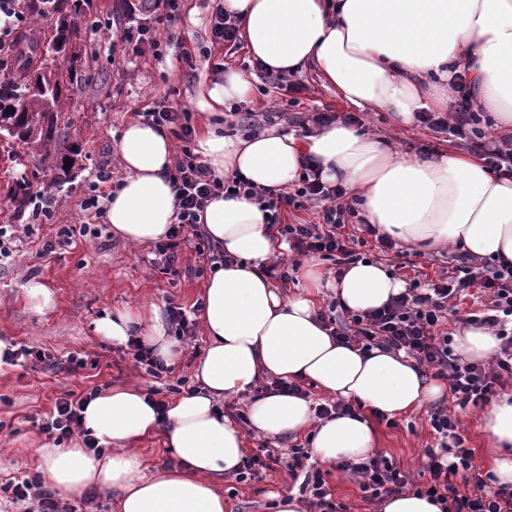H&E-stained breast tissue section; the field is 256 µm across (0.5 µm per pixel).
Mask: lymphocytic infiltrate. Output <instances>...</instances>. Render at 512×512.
I'll return each mask as SVG.
<instances>
[{
    "instance_id": "f902f5d3",
    "label": "lymphocytic infiltrate",
    "mask_w": 512,
    "mask_h": 512,
    "mask_svg": "<svg viewBox=\"0 0 512 512\" xmlns=\"http://www.w3.org/2000/svg\"><path fill=\"white\" fill-rule=\"evenodd\" d=\"M127 14L136 19L135 28L125 29L122 44L133 53L144 48L159 49L162 32L157 25L143 23V16L156 12L159 5L177 10L178 0H124ZM457 94L451 120H443L432 112L423 113L422 123L432 129L451 128L465 148L482 157L488 168L512 173V148L496 144L481 131L482 119L471 109V92L463 72L453 76ZM152 124L174 130L181 142L170 173L176 202L175 222L165 238L154 246L156 265L161 273L175 274L180 253L187 243H194L200 263L223 262L224 254L213 246L199 229V214L209 199L219 191H232L255 200L266 212L269 223L275 224L277 233L287 242L290 258H276L268 267L270 276L282 283L293 279L300 261L320 257L333 262L336 273L362 261L365 235L370 225H362L360 233L352 226L358 213L344 199L338 186L325 185L317 167L306 166L298 187L292 191L268 189L249 182L227 178L216 179L208 167L191 149L195 128L187 109L164 106L147 112ZM314 207L316 218L296 224H283L280 214L288 209ZM480 290L488 297V312L481 321L495 328L500 347L491 361L485 363L456 364L449 347L446 325L450 302L460 297L467 288ZM512 316V265H480L474 260L461 259L459 265L444 271L432 288L411 286L408 291L392 299L381 309L350 316H334L330 322L338 338L361 344L405 351L420 365L435 369L447 381L452 408L436 406L429 415V425L440 438V450H427L426 468L430 479L423 487H416L409 472L387 459L373 458L362 463H343V470L358 475L363 492L372 498L416 489L420 494L442 501L445 512H512V488L488 491L484 479L473 472V449L467 448L458 433V411L470 406H483L499 396L507 382L512 381V333L501 330L503 317ZM85 396L71 393L57 398L52 413L41 423L42 432L64 443L74 435H81L83 445L93 454H101L97 438L82 428L81 409ZM309 453L301 447L291 448L287 456L272 448L246 456L242 468L236 473L237 482L261 479L267 470L286 465L293 478L299 479L303 492L308 493L317 512H347L344 504L334 503L320 470L308 464ZM460 476L461 486H454L452 476ZM14 503L23 505L24 512H75L73 506L62 502L34 479L8 484Z\"/></svg>"
}]
</instances>
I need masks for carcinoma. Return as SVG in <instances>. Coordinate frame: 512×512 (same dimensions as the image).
<instances>
[{
  "instance_id": "1",
  "label": "carcinoma",
  "mask_w": 512,
  "mask_h": 512,
  "mask_svg": "<svg viewBox=\"0 0 512 512\" xmlns=\"http://www.w3.org/2000/svg\"><path fill=\"white\" fill-rule=\"evenodd\" d=\"M92 0H26V9L51 21L40 34L16 43L9 82L0 89V161L19 162L21 146L67 180L71 152L54 143L70 84L81 76V22L91 16Z\"/></svg>"
}]
</instances>
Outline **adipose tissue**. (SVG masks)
<instances>
[{"label": "adipose tissue", "mask_w": 512, "mask_h": 512, "mask_svg": "<svg viewBox=\"0 0 512 512\" xmlns=\"http://www.w3.org/2000/svg\"><path fill=\"white\" fill-rule=\"evenodd\" d=\"M237 16L252 58L272 75L311 67L360 110L390 112L396 126L418 113L448 109L452 68L465 71L474 109L488 113L494 132L512 134V0H223ZM250 80L230 70L201 97L217 113L248 99ZM195 151L216 178L239 177L271 189L293 185L306 158L328 184H341L366 223L424 251L451 249L512 264V174L461 153L420 159L391 149L383 138L337 121L313 135L270 128L253 138L205 131ZM124 175L107 199L114 236L136 246L163 239L175 220L169 180L174 144L166 129L135 119L118 142ZM202 223L223 247L226 261L208 277L198 318L207 345L195 378L199 391L174 399L165 412L135 388L116 387L89 400L85 429L112 447L95 458L83 448H44L42 480L77 492L90 486L118 490V512H224L218 479L241 465L249 436H311V457L325 464L362 461L379 446L372 418L422 409L448 390L426 377L408 355L362 350L322 324L317 297L329 288L351 312L385 306L405 282L379 262L359 263L325 278L302 265L294 294H284L263 265L278 248L258 206L242 196L208 202ZM95 331L121 345L140 336L166 362L181 354L155 306L104 313ZM499 341L485 325L453 336L461 360L484 361ZM309 383L352 403L351 412L314 417L310 399L271 390L253 399L247 427L225 415L221 403L251 392L262 379ZM490 473L512 485V395L494 400L484 416ZM158 433L171 463L146 475L135 441Z\"/></svg>", "instance_id": "adipose-tissue-1"}]
</instances>
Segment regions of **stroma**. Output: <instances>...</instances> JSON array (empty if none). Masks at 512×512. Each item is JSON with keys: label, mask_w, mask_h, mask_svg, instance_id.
<instances>
[{"label": "stroma", "mask_w": 512, "mask_h": 512, "mask_svg": "<svg viewBox=\"0 0 512 512\" xmlns=\"http://www.w3.org/2000/svg\"><path fill=\"white\" fill-rule=\"evenodd\" d=\"M218 2L182 0L180 10L169 16L179 41L135 56L117 41L128 25L121 0H93V15L111 22L112 29L106 35L85 31L81 42L84 77L72 89L68 110L56 128L61 148L76 153L73 177L57 181L53 171L33 158L11 165L0 163V225L11 223L19 204L11 194L15 184L56 196L52 223L32 225L27 236L13 243L12 257L0 262V340L49 350L62 361L73 353L94 360L92 366L73 374L48 371L30 362L0 365V485L39 476L42 460L38 451L54 447L55 441L41 432L37 421L50 414L56 397L63 393L81 395L95 387L106 391L128 386L143 392L154 388L161 399L173 398L165 381L136 366L126 347L102 341L94 327L104 312L138 304H152L164 312L174 303L187 313H198L207 277L195 272L193 247H184L178 274L172 277L154 268L153 245L129 247L112 236L105 223L99 226V238L68 247L55 244L62 226L83 220L80 203L91 192L97 168L107 165L120 172L116 143L127 121L135 113L173 105L188 108L197 132H204L213 117L201 109L200 95L223 82L228 67L251 76L254 94L241 103V111L260 118L279 113L280 131L298 130L300 119L318 112L340 117L351 111L337 99L334 88L324 86L314 73L294 75L293 86L279 89L253 72L245 49L229 54L224 48H211L209 20ZM369 128L409 155L432 158L458 149L456 138L424 126L392 131L389 114L381 109L370 114ZM448 267L447 253H422L411 247L397 259L393 272L425 284ZM31 279L53 292L51 309L40 313L31 307L25 292ZM426 415L422 409L392 422L379 416L374 419L381 437L378 455L409 471L418 484L429 478L424 469L426 450L440 445ZM323 473L334 501L348 504L350 512H378L377 503L364 501L356 475L331 466L324 467ZM296 485L281 466L252 482L225 479L221 486L224 510L273 512L274 495Z\"/></svg>", "instance_id": "obj_1"}]
</instances>
